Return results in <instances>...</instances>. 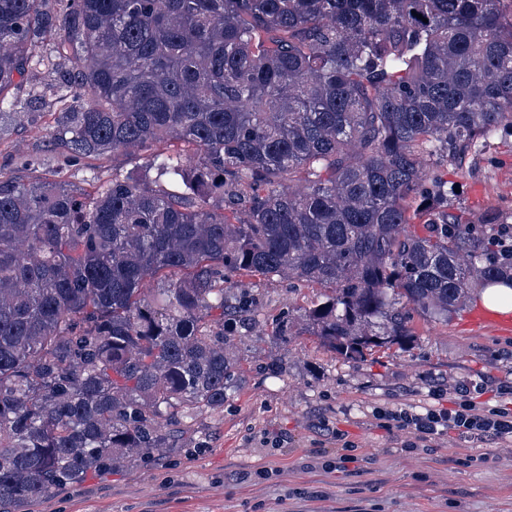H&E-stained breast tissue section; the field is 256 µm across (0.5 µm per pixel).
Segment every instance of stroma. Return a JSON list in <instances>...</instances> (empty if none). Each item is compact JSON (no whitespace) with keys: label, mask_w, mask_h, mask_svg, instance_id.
<instances>
[{"label":"stroma","mask_w":512,"mask_h":512,"mask_svg":"<svg viewBox=\"0 0 512 512\" xmlns=\"http://www.w3.org/2000/svg\"><path fill=\"white\" fill-rule=\"evenodd\" d=\"M50 116L0 138V165L14 147L41 158L40 174L62 171L85 186H107L113 174L144 159L117 153L92 165H66L47 146ZM430 175L446 182L448 213L467 224L495 210L512 225V130L472 147L464 158L430 159ZM254 298L252 329L233 344L238 386L223 410L193 421L187 448L171 458L92 474L54 491L28 512H512V447L489 462L472 460L468 443L449 436L442 448L408 453L402 436L377 426L375 404L450 407L454 388L488 380L481 403L495 402L494 384L512 381V334L472 329L477 298L445 322L415 318L416 336L350 359L304 332L281 336L271 321L319 299L320 289L290 288L277 276L247 277ZM359 445L358 462H339L332 429ZM271 471L254 479L256 469Z\"/></svg>","instance_id":"stroma-1"}]
</instances>
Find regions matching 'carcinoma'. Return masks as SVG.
<instances>
[{
  "label": "carcinoma",
  "mask_w": 512,
  "mask_h": 512,
  "mask_svg": "<svg viewBox=\"0 0 512 512\" xmlns=\"http://www.w3.org/2000/svg\"><path fill=\"white\" fill-rule=\"evenodd\" d=\"M45 3L0 0V137L48 109L67 162H146L93 191L0 167V512L176 455L237 380L241 277L325 289L276 329L350 359L512 286L423 163L512 128L505 0Z\"/></svg>",
  "instance_id": "carcinoma-1"
}]
</instances>
